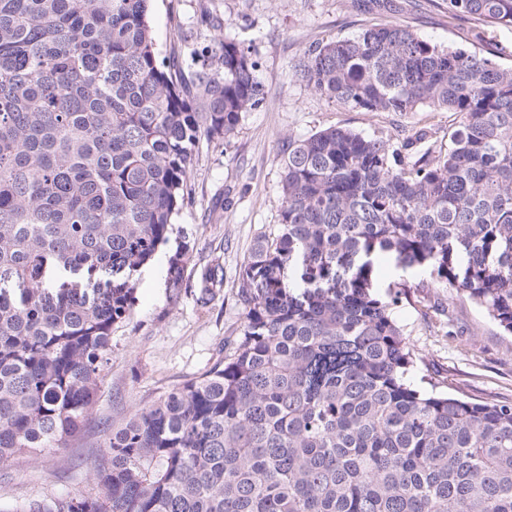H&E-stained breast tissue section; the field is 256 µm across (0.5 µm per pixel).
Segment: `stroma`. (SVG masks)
I'll use <instances>...</instances> for the list:
<instances>
[{
  "instance_id": "stroma-1",
  "label": "stroma",
  "mask_w": 512,
  "mask_h": 512,
  "mask_svg": "<svg viewBox=\"0 0 512 512\" xmlns=\"http://www.w3.org/2000/svg\"><path fill=\"white\" fill-rule=\"evenodd\" d=\"M152 0L151 25L161 55L190 64L201 38L230 39L248 52L263 87L228 139L200 140L187 197L168 244L138 270L132 314L112 331V360L80 434L61 446L0 464V512L30 500L92 492L105 431L122 425L168 388L201 376L239 335L243 266L255 239L275 232L289 140L342 126L390 138L403 149L422 130L433 149L448 146L459 117L447 111L360 112L316 94L302 75L307 53L330 38L393 21L444 47L485 53L512 66V32L479 33L465 16L449 18L446 0ZM210 25H203V18ZM185 248L182 281L169 287L167 261ZM380 292L410 287L392 315L418 361L410 378L429 375L449 393L481 401L512 400V336L485 310L439 283L427 266L375 261Z\"/></svg>"
}]
</instances>
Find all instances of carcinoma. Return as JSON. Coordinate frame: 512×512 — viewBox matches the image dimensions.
I'll return each instance as SVG.
<instances>
[{"label": "carcinoma", "instance_id": "carcinoma-1", "mask_svg": "<svg viewBox=\"0 0 512 512\" xmlns=\"http://www.w3.org/2000/svg\"><path fill=\"white\" fill-rule=\"evenodd\" d=\"M150 2L0 0L1 464L80 431L196 145L262 95L232 40L189 72L159 57ZM461 15L512 29V0H448ZM303 77L353 110L460 121L406 161L340 126L291 142L224 358L106 434L97 493L15 512H512V401L416 386L403 291L373 279L378 255L431 266L512 335V67L386 22L314 46Z\"/></svg>", "mask_w": 512, "mask_h": 512}]
</instances>
